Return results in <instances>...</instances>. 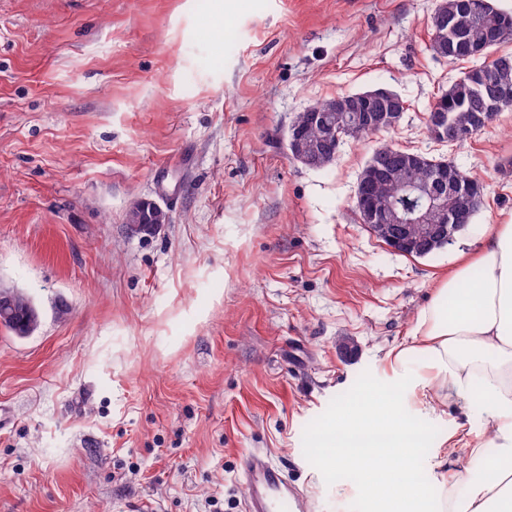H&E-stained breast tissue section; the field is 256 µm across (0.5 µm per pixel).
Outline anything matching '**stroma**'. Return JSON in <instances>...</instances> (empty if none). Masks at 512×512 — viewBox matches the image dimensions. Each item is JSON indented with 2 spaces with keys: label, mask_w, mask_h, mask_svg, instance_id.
<instances>
[{
  "label": "stroma",
  "mask_w": 512,
  "mask_h": 512,
  "mask_svg": "<svg viewBox=\"0 0 512 512\" xmlns=\"http://www.w3.org/2000/svg\"><path fill=\"white\" fill-rule=\"evenodd\" d=\"M438 2L0 0V289L42 311L27 338L0 329V512H244L248 451L313 512H372L319 465L337 412L387 388L429 442L480 432L390 365L512 222V111L463 143L427 131L471 67L428 51ZM375 89L404 100L397 126L322 169L289 158L297 112ZM382 142L483 183L451 245L411 257L362 223ZM141 198L169 223L130 233Z\"/></svg>",
  "instance_id": "35a3bbf8"
}]
</instances>
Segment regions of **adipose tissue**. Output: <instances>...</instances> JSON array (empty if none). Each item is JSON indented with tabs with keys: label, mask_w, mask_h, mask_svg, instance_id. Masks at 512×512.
<instances>
[{
	"label": "adipose tissue",
	"mask_w": 512,
	"mask_h": 512,
	"mask_svg": "<svg viewBox=\"0 0 512 512\" xmlns=\"http://www.w3.org/2000/svg\"><path fill=\"white\" fill-rule=\"evenodd\" d=\"M417 357L423 364L413 377L431 391L429 410L443 397L477 403L487 437L463 450L486 456L491 478L477 481L462 473L444 484L453 451L443 447L428 460L429 482L413 478L424 436L412 433L393 397L384 393L354 407L344 435L322 448L324 467L366 473L375 512H416L435 489V512H512V224L492 225L475 263L442 281L393 363L403 371ZM365 414L383 418L384 427L357 450L349 433Z\"/></svg>",
	"instance_id": "1"
}]
</instances>
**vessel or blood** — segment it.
Returning a JSON list of instances; mask_svg holds the SVG:
<instances>
[{"instance_id":"1","label":"vessel or blood","mask_w":512,"mask_h":512,"mask_svg":"<svg viewBox=\"0 0 512 512\" xmlns=\"http://www.w3.org/2000/svg\"><path fill=\"white\" fill-rule=\"evenodd\" d=\"M243 467L250 483L246 512H310L309 499L283 481L266 455L246 456Z\"/></svg>"}]
</instances>
